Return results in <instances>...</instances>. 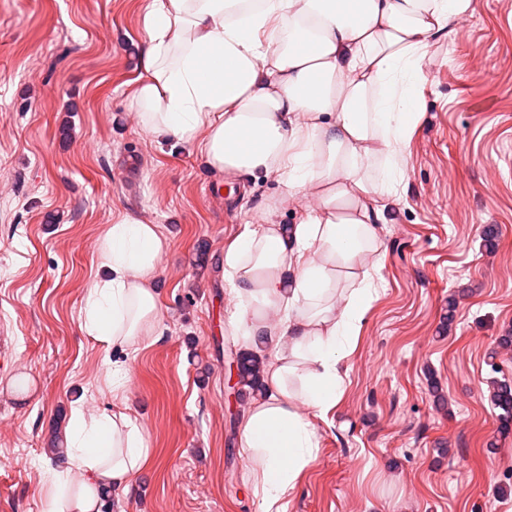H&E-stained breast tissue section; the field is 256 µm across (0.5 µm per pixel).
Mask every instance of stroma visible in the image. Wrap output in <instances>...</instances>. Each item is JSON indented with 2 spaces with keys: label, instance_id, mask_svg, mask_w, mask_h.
Returning a JSON list of instances; mask_svg holds the SVG:
<instances>
[{
  "label": "stroma",
  "instance_id": "1",
  "mask_svg": "<svg viewBox=\"0 0 512 512\" xmlns=\"http://www.w3.org/2000/svg\"><path fill=\"white\" fill-rule=\"evenodd\" d=\"M141 7L0 0V512H43V476L61 466L52 429L75 402L126 412L153 448L114 512H260L221 259L279 186L214 173L194 145L137 126ZM418 95L401 198L379 227L378 295L287 512H512V432L489 399L512 383L499 343L512 331V0H471L424 59ZM125 211L167 240L152 282L163 338L135 351L81 329L96 241ZM114 366L130 375L118 397Z\"/></svg>",
  "mask_w": 512,
  "mask_h": 512
}]
</instances>
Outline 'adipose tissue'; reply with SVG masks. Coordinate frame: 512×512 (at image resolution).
Returning a JSON list of instances; mask_svg holds the SVG:
<instances>
[{"label":"adipose tissue","mask_w":512,"mask_h":512,"mask_svg":"<svg viewBox=\"0 0 512 512\" xmlns=\"http://www.w3.org/2000/svg\"><path fill=\"white\" fill-rule=\"evenodd\" d=\"M471 0H143L140 128L196 145L219 174L273 178L281 194L224 248L229 326L265 356L240 446L261 512H287L316 458L315 419L335 407L345 360L377 293V227L397 194L418 121L420 63ZM311 198L297 223L272 215ZM167 242L124 212L98 239L103 271L82 330L105 345L160 341L150 285ZM67 465L48 471L43 512H98L151 458L124 412L71 411Z\"/></svg>","instance_id":"ef3b65f1"}]
</instances>
